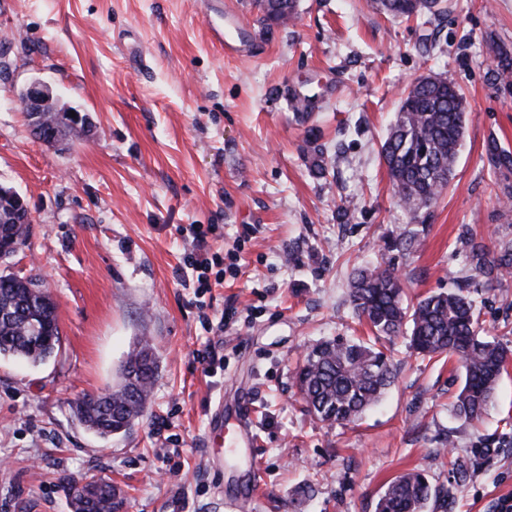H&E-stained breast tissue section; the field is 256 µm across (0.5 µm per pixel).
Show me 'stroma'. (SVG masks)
I'll return each mask as SVG.
<instances>
[{
    "mask_svg": "<svg viewBox=\"0 0 512 512\" xmlns=\"http://www.w3.org/2000/svg\"><path fill=\"white\" fill-rule=\"evenodd\" d=\"M248 33L225 52L205 0H0V184L31 212L0 274L43 279L61 345L41 364L0 358V512H72L62 477L120 488L123 512H375L389 481L419 465L445 512L512 505V362L482 418L455 417V360L384 341L396 369L356 423L308 414L294 384L308 348L367 337L354 268L387 262L408 301L468 289L487 336L512 351V285L472 268L512 243V0H443L430 24L374 0H298L262 27L250 0H223ZM429 75L463 96L465 131L443 196L418 215L395 203L380 155L402 91ZM92 120L89 137L48 145L18 93L33 79ZM324 160V176L313 170ZM213 224L224 279L186 281L193 227ZM418 249L387 250L397 236ZM159 368L134 427L87 432L71 404L115 387L132 342ZM212 348L213 371L198 351ZM253 434L208 466L210 411ZM466 466L464 479L451 459Z\"/></svg>",
    "mask_w": 512,
    "mask_h": 512,
    "instance_id": "35a3bbf8",
    "label": "stroma"
}]
</instances>
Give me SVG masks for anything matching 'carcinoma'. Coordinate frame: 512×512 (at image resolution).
<instances>
[{
  "label": "carcinoma",
  "instance_id": "carcinoma-1",
  "mask_svg": "<svg viewBox=\"0 0 512 512\" xmlns=\"http://www.w3.org/2000/svg\"><path fill=\"white\" fill-rule=\"evenodd\" d=\"M441 0H378L386 13L399 17L434 15ZM259 22L270 27L296 17V0H252ZM465 127L462 97L447 81L427 76L409 86L396 120L381 146L396 203L417 212L436 202L448 188ZM29 223L1 224L0 240L24 245ZM475 269L497 280L512 272V251L505 246L500 258L488 260L482 243L471 247ZM349 302L376 338H391L410 325V345L417 353L456 358L463 385L454 406L466 422L482 417L492 404L509 352L481 335L474 301L459 289L439 292L408 305L403 282L391 265L382 262L354 271ZM57 305L33 278L0 275V357L41 363L60 348ZM157 357L150 340L133 342L121 369L117 388L83 395L72 410L87 430L101 438L127 433L143 417L157 374ZM391 359L360 340L338 337L313 345L295 377L310 414L328 424L357 420L376 405L394 381ZM72 512H122L124 498L101 489L94 477L61 478ZM438 497L429 471L420 466L392 480L379 497L375 512H424Z\"/></svg>",
  "mask_w": 512,
  "mask_h": 512
}]
</instances>
